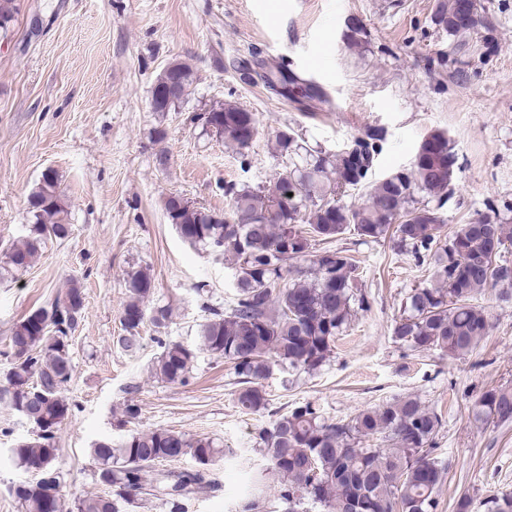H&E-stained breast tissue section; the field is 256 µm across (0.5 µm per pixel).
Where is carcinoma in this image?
Returning <instances> with one entry per match:
<instances>
[{
  "mask_svg": "<svg viewBox=\"0 0 512 512\" xmlns=\"http://www.w3.org/2000/svg\"><path fill=\"white\" fill-rule=\"evenodd\" d=\"M459 0H435L433 24L457 38L477 36L479 18L456 29ZM17 14L16 0H0V33L7 34ZM283 87L301 88L304 97L329 103L314 84L300 85L290 71L278 69ZM194 73L187 63L169 61L157 75L155 112H169L184 100ZM203 130L241 152L253 143L254 113L231 102L216 103L193 117ZM385 132L369 126L334 154L312 150L291 129L275 135L276 151L289 164L267 186L224 187L230 209L216 212L183 206L168 197L169 223L194 248L218 253L230 265L235 295L224 310L208 309L202 349L232 365L239 388L238 408L247 414L269 406L264 382L281 367L296 372L319 369L333 354L336 340L357 312L368 308L358 290V266L348 250L333 246L347 231L367 240L389 239L394 250L428 265L426 282L411 290L392 336L417 351L440 350L452 358L476 352L491 321L476 294L498 287L512 296V261L498 247L512 243V225L490 202L478 218L448 230L441 209L455 177L456 156L442 130L430 132L416 150L417 161L372 184L366 201L341 202L351 188L364 185L381 152ZM26 235L3 251L18 261L0 268H28L50 239L70 232L69 208L58 174L49 170L28 196ZM306 263L295 268L292 261ZM128 300L120 342L135 351L146 321L162 328L171 317L165 306L151 305L153 278L143 269L127 273ZM84 294L77 282L48 306H40L11 332V359L4 373V396L37 428L36 437L9 449L26 480L11 489L21 512H63L59 475L54 469L57 432L71 408L64 391L73 367L69 340L75 332ZM154 377L188 383L195 351L179 342L161 344ZM471 412L482 423L512 422V388L481 393ZM441 427L439 415L413 396L364 410L348 421L330 422L309 403L299 404L258 430L255 439L270 466L257 472V486L278 484L288 512H437V491L446 466L431 455ZM98 481L106 495L75 501L76 512H125L147 496L162 497L170 512H183L192 494L217 488L210 468L224 456L220 442L167 429L128 435L114 446L101 440L91 448ZM191 454V470L155 469Z\"/></svg>",
  "mask_w": 512,
  "mask_h": 512,
  "instance_id": "carcinoma-1",
  "label": "carcinoma"
}]
</instances>
